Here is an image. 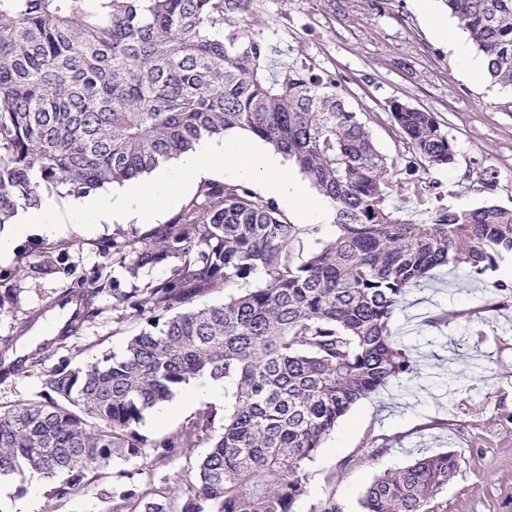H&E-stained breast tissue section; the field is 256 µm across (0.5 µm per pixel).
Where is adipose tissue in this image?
Returning a JSON list of instances; mask_svg holds the SVG:
<instances>
[{"instance_id": "obj_1", "label": "adipose tissue", "mask_w": 512, "mask_h": 512, "mask_svg": "<svg viewBox=\"0 0 512 512\" xmlns=\"http://www.w3.org/2000/svg\"><path fill=\"white\" fill-rule=\"evenodd\" d=\"M237 166L242 173L261 176L263 187L268 193L305 209L322 210V201L309 198L301 182L290 177L287 169L259 145L248 143L241 147ZM96 208L108 223L132 217L139 222L152 224L160 217L158 209L147 206L141 191L135 187L129 188L118 198L99 201Z\"/></svg>"}]
</instances>
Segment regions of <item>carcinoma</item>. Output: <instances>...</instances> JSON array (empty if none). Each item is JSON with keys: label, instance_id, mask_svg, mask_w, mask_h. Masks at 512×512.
<instances>
[{"label": "carcinoma", "instance_id": "cac0c4a2", "mask_svg": "<svg viewBox=\"0 0 512 512\" xmlns=\"http://www.w3.org/2000/svg\"><path fill=\"white\" fill-rule=\"evenodd\" d=\"M251 0H0V227L46 194L81 197L148 174L201 141L244 129L299 169L333 208L335 235L292 224L243 183L209 180L167 224L112 238L135 275L113 289L142 321L105 364L55 368L43 402L0 415V477L24 468L67 498L115 457L145 447L144 415L193 381L222 382L232 404L190 418L165 456L211 441L180 512H296L303 466L356 403L413 373L395 313L433 269L479 277L512 255V207L429 203L433 185L393 180L392 164L330 75L278 71ZM512 90V0H442ZM405 148L428 170L454 160L435 113L393 101ZM409 195L406 212L393 193ZM208 288L224 303L201 305ZM457 470L449 451L375 476L363 512H436ZM127 512H171L118 488Z\"/></svg>", "mask_w": 512, "mask_h": 512}]
</instances>
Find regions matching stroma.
<instances>
[{
  "instance_id": "1",
  "label": "stroma",
  "mask_w": 512,
  "mask_h": 512,
  "mask_svg": "<svg viewBox=\"0 0 512 512\" xmlns=\"http://www.w3.org/2000/svg\"><path fill=\"white\" fill-rule=\"evenodd\" d=\"M270 35L268 56L278 68L295 64L336 78L350 107L366 121L377 149L393 164L395 180L414 178L412 159L395 135L392 101L437 114L454 141L453 164L432 168L440 203L512 207V92H491L484 60L439 0H253ZM173 183L161 198L168 222L196 195L181 161L165 165ZM97 194L77 208L53 196L46 221L51 237H18L0 262V357H18L21 370L0 364V413L42 401L56 367H78L121 353L141 322L115 307L112 291L135 285L112 255V236L145 235L148 225L105 223ZM512 258L472 278L464 269H437L410 288L393 323L412 356L411 378L356 404L304 467L307 494L297 512H317L330 497L343 512H362L365 488L383 470L401 468L420 452L451 451L458 469L440 493L442 512H512ZM90 297L94 314L73 332L38 346L35 337L62 316L63 296ZM444 323H432L438 313ZM224 390L205 380L179 388L146 414L140 431L150 441L138 455L112 460L105 475L70 497L53 494L55 480L17 472L0 478V512H117L114 487L170 499L208 451L206 441L158 458L155 442L177 436L200 409L224 407ZM386 448L373 447L376 437Z\"/></svg>"
}]
</instances>
